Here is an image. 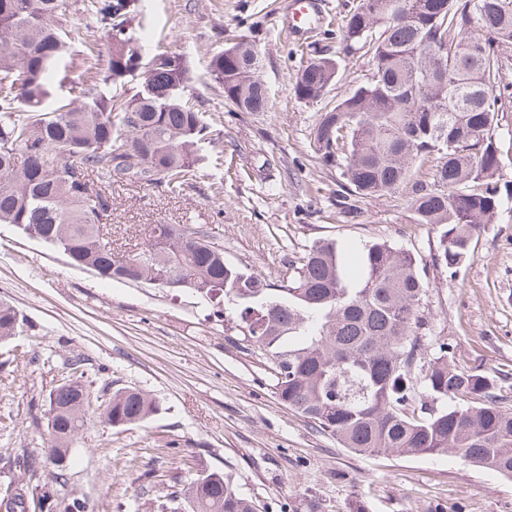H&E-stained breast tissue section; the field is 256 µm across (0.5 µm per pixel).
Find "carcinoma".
Returning a JSON list of instances; mask_svg holds the SVG:
<instances>
[{
	"instance_id": "1",
	"label": "carcinoma",
	"mask_w": 512,
	"mask_h": 512,
	"mask_svg": "<svg viewBox=\"0 0 512 512\" xmlns=\"http://www.w3.org/2000/svg\"><path fill=\"white\" fill-rule=\"evenodd\" d=\"M358 0L346 16L347 54L369 58L370 72L321 114L310 144L341 171L345 195L380 196L401 187L416 224L442 227L433 264L454 275L470 259L481 227L495 224L502 164L497 129L512 88V0ZM66 0H0V224L67 256L100 277L179 287L233 306L247 328L243 341L269 364L275 394L317 432L364 455H452L512 479V408L496 380L478 368L456 367L446 339L426 338L429 282L414 257L373 242L351 275L336 241L314 242L292 268L288 284L266 280L224 261L198 224H155L137 252L117 254L99 224L112 223L107 182L132 177L179 190L199 161L208 126L185 99L182 56L159 50L146 58L133 22L141 0H87L85 11L107 43L85 45L84 77L74 97L44 105L53 64L66 48ZM482 43L473 53L469 47ZM443 49V62L429 48ZM228 59L215 54L214 80L242 112H264L268 92L259 51L236 43ZM106 65L99 66L100 57ZM342 62L314 57L297 78V98L316 102ZM146 74L136 87L135 73ZM123 88L118 98L98 84ZM440 155L429 180L419 167ZM23 318L0 303V340L22 331ZM73 378L49 395L51 457L64 458L84 426L91 391L84 359ZM101 421L142 424L159 402L124 387L102 393ZM182 512H258L231 477L197 475L175 492ZM4 512H29L19 490L0 500Z\"/></svg>"
}]
</instances>
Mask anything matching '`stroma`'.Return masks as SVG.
I'll return each mask as SVG.
<instances>
[{
  "label": "stroma",
  "mask_w": 512,
  "mask_h": 512,
  "mask_svg": "<svg viewBox=\"0 0 512 512\" xmlns=\"http://www.w3.org/2000/svg\"><path fill=\"white\" fill-rule=\"evenodd\" d=\"M67 50L46 106L69 96L83 71L89 39L85 0H68ZM286 0H142L145 54L165 49L188 68L185 94L211 134L195 174L171 193L143 180L112 185L115 250L142 247L155 224H199L224 246L225 260L278 285L317 240H335L348 260L375 241L413 254L430 284L433 335L447 338L455 363L495 375L512 407V197L497 223L485 225L457 276L433 265L440 229L413 223L398 190L342 203L343 180L309 147L311 128L363 82L367 58L348 61L316 102L297 99L299 72L317 55L344 54L342 24L357 0H326L329 23L304 43L284 30ZM260 53L267 111L242 112L209 72L225 33ZM26 319L21 336L0 340V498L14 488L50 492L55 512H168L170 494L204 472L231 476L260 512H512V480L451 456L356 455L313 430L277 399L273 376L248 350L233 313L185 290L104 280L0 224V301ZM83 357L92 393L134 386L160 410L139 425L111 427L88 415L66 460V482L48 458L49 394ZM36 458V471L13 460Z\"/></svg>",
  "instance_id": "35a3bbf8"
}]
</instances>
